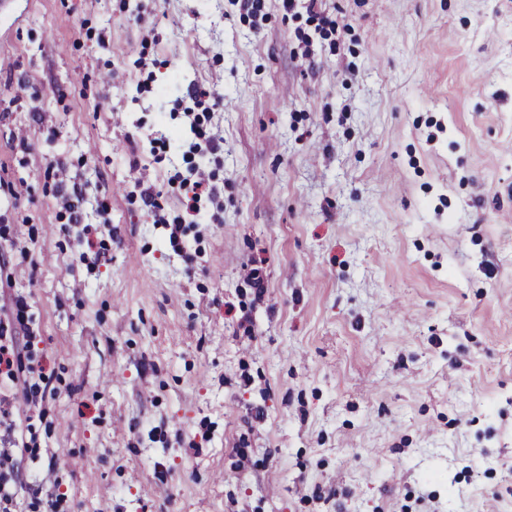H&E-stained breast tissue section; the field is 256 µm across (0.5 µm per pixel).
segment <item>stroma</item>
I'll return each instance as SVG.
<instances>
[{
    "instance_id": "stroma-1",
    "label": "stroma",
    "mask_w": 512,
    "mask_h": 512,
    "mask_svg": "<svg viewBox=\"0 0 512 512\" xmlns=\"http://www.w3.org/2000/svg\"><path fill=\"white\" fill-rule=\"evenodd\" d=\"M0 260L15 512H512V0H0ZM24 304L17 303V313L13 319L7 315L0 317V375L11 381L18 380L20 351L18 339L20 331L25 333L27 328L22 316Z\"/></svg>"
}]
</instances>
